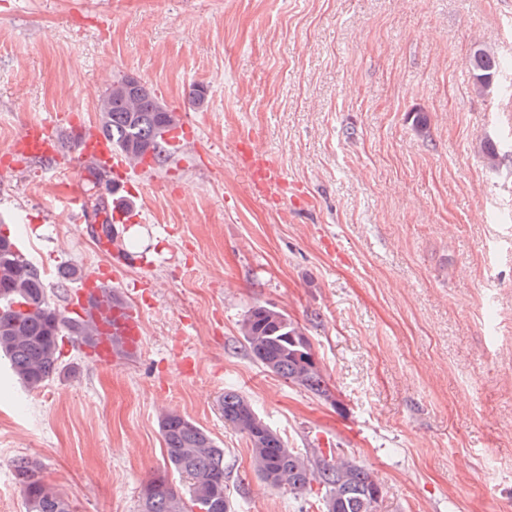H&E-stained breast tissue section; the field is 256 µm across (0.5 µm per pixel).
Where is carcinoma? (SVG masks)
I'll return each instance as SVG.
<instances>
[{
	"label": "carcinoma",
	"instance_id": "carcinoma-1",
	"mask_svg": "<svg viewBox=\"0 0 512 512\" xmlns=\"http://www.w3.org/2000/svg\"><path fill=\"white\" fill-rule=\"evenodd\" d=\"M477 93L482 94L507 62L484 48L472 53ZM100 130L112 146L135 164L167 163L174 152L166 135L180 124V116L141 84L129 86L124 76L112 82L99 101ZM485 164L495 168L502 153L486 141L481 146ZM113 198L100 193L90 202L92 213L106 215L97 236L111 242L117 237L107 218ZM239 334L251 357L267 372L299 386L317 397H329V388L305 328L271 305L253 307L242 319ZM86 344L95 340V327L65 315L51 300L39 269L22 257L17 241L0 234V359L8 361L13 378L34 391L63 371L62 337ZM222 411L250 450L256 476L272 488L308 496L321 512H376L382 490L369 469L356 460L337 457L332 451L311 454L291 448L257 413L242 394L224 392ZM170 468L185 478L182 491L167 477L159 476L142 492L140 512H232L227 492L224 449L193 420L176 412L159 422ZM11 467L23 495L26 512H74L71 503L40 477V465L21 455Z\"/></svg>",
	"mask_w": 512,
	"mask_h": 512
}]
</instances>
